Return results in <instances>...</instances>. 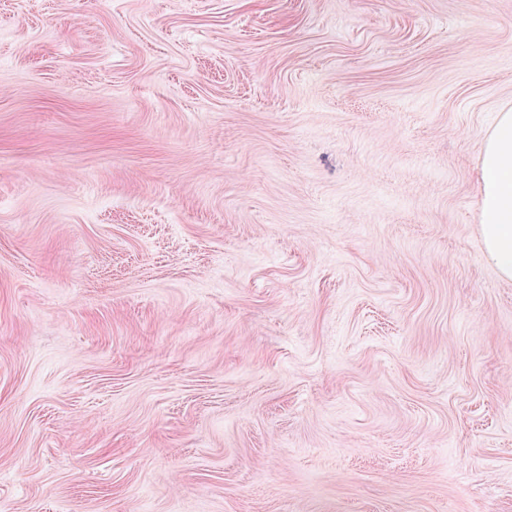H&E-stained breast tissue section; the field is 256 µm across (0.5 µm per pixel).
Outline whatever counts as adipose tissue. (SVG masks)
Returning <instances> with one entry per match:
<instances>
[{
    "label": "adipose tissue",
    "mask_w": 512,
    "mask_h": 512,
    "mask_svg": "<svg viewBox=\"0 0 512 512\" xmlns=\"http://www.w3.org/2000/svg\"><path fill=\"white\" fill-rule=\"evenodd\" d=\"M479 227L487 260L512 280V108L499 112L479 152Z\"/></svg>",
    "instance_id": "obj_1"
}]
</instances>
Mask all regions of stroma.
<instances>
[{
    "mask_svg": "<svg viewBox=\"0 0 512 512\" xmlns=\"http://www.w3.org/2000/svg\"><path fill=\"white\" fill-rule=\"evenodd\" d=\"M505 106L512 0H0V512H512ZM479 227L487 260L512 280V108L499 112L479 152Z\"/></svg>",
    "mask_w": 512,
    "mask_h": 512,
    "instance_id": "obj_1",
    "label": "stroma"
}]
</instances>
